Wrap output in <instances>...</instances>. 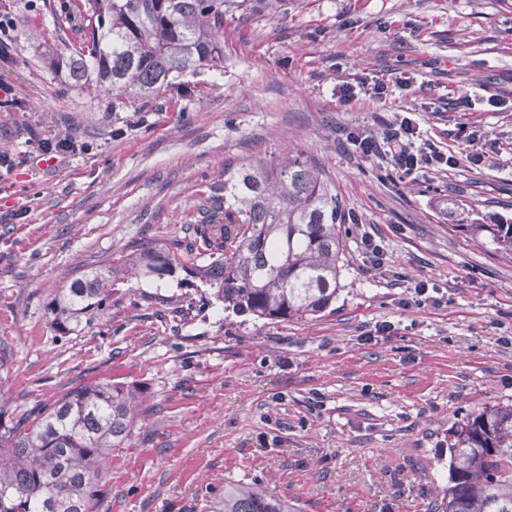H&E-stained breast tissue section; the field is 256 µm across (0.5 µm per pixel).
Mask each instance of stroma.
Returning a JSON list of instances; mask_svg holds the SVG:
<instances>
[{"mask_svg": "<svg viewBox=\"0 0 512 512\" xmlns=\"http://www.w3.org/2000/svg\"><path fill=\"white\" fill-rule=\"evenodd\" d=\"M47 2L0 0L21 31L0 55L14 98L0 108V427L88 382L136 383L143 415L108 458L96 512H204L239 480L303 512H427L448 484L449 430L512 401V258L443 213L450 198L479 222L512 221V0L229 11L223 64L120 112L63 87L29 46V27L77 39ZM397 75L408 90L368 95ZM404 117L416 147L457 166L405 176L349 138L382 139ZM462 123L481 139L459 138ZM63 138L60 158L38 160L40 143ZM291 149L345 211L333 313L243 322L214 304L184 320L175 280L139 278L118 285L109 315L57 330L48 306L78 273L136 240L182 237L223 196L225 165ZM366 237L389 270L365 272ZM420 281L427 300L403 307Z\"/></svg>", "mask_w": 512, "mask_h": 512, "instance_id": "35a3bbf8", "label": "stroma"}]
</instances>
